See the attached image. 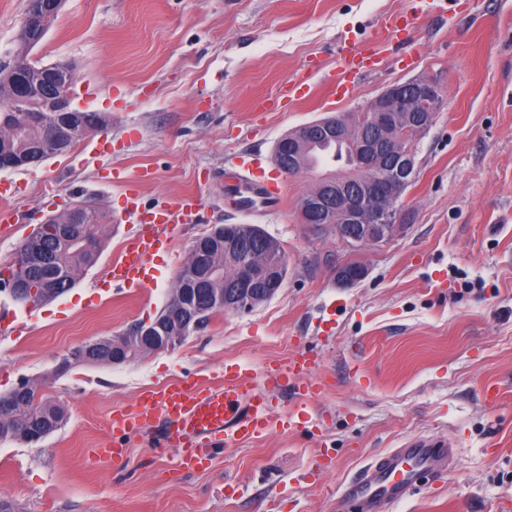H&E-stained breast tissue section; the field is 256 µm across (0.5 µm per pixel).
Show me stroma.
Returning a JSON list of instances; mask_svg holds the SVG:
<instances>
[{"instance_id": "stroma-1", "label": "stroma", "mask_w": 512, "mask_h": 512, "mask_svg": "<svg viewBox=\"0 0 512 512\" xmlns=\"http://www.w3.org/2000/svg\"><path fill=\"white\" fill-rule=\"evenodd\" d=\"M25 9L0 0V64L19 47ZM400 15L415 21L403 40L353 76L348 99L326 101L318 73L339 66L340 45ZM30 57L69 67L74 104L112 121L69 154L0 170L15 214L0 268L45 216L77 201L111 217L132 191L144 209L191 197L199 221L178 225L163 276L141 294L107 276L133 231L111 221L96 264L63 296L30 310L0 291V393L38 380L67 413L38 444L0 443L1 496L20 512H351L343 487L369 459L432 438L451 448L447 466L388 512H498L512 500V0H63ZM416 78L444 99L415 145L392 239L353 248L332 227L301 223L307 175L283 176L284 210L246 216L226 204L224 165L245 149L273 153L295 127ZM287 82L304 98L251 111ZM244 223L286 251V282L270 300L216 315L172 349L59 371L87 341L155 320L195 241ZM351 260L365 277L338 282ZM15 315L27 332L14 331ZM301 350L319 357L328 387L305 405L279 395L273 416H316L319 427L272 428L193 473L155 456L159 427L128 439L120 464L99 456L113 410L142 391L219 383L235 365L259 382Z\"/></svg>"}]
</instances>
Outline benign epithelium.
I'll use <instances>...</instances> for the list:
<instances>
[{
    "label": "benign epithelium",
    "mask_w": 512,
    "mask_h": 512,
    "mask_svg": "<svg viewBox=\"0 0 512 512\" xmlns=\"http://www.w3.org/2000/svg\"><path fill=\"white\" fill-rule=\"evenodd\" d=\"M62 0H27V7L20 38L32 47L42 40L51 20L57 15ZM30 68L25 54L15 57L8 69L6 81L10 94L3 98L5 105L0 112H12L19 122L27 127L43 128L53 138L68 143L86 139L104 132L98 124L85 119H76L74 114L82 108L72 105V75L68 68L59 65L41 68L35 82L26 84L25 76ZM442 100L438 88L430 81L409 80L396 84L364 109L363 125L372 131L361 135L353 144L355 159L359 169L377 171L382 168L378 157L385 153L387 142L379 134H392L399 128L402 116L410 115L417 121V127L425 129L433 124L437 106ZM326 133L338 139L347 137L343 127L333 117L323 118L297 131L285 134L283 143L298 140L314 143L319 135ZM415 174L411 151L400 156L398 167L392 175L410 181ZM383 178L373 179H323L317 183L311 196L299 207L301 222L312 223L318 218L321 224H338L336 233L346 241L378 243L395 235L400 225L395 223L394 211L380 191ZM288 269L277 260L253 263L246 259L237 267L235 282L224 290V311L236 312L248 309L257 299L272 298L282 288ZM0 290H7L14 297H21L30 308L41 302V297L27 293L18 282L5 278L0 282ZM180 337L167 336L158 323L141 330V342L149 352L166 350L178 343ZM131 339L126 336L112 337V363L129 361L133 355ZM40 395V386L23 380L14 389L0 395V416L9 415L13 406L30 393Z\"/></svg>",
    "instance_id": "benign-epithelium-1"
}]
</instances>
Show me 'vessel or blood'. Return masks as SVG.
<instances>
[{
    "label": "vessel or blood",
    "mask_w": 512,
    "mask_h": 512,
    "mask_svg": "<svg viewBox=\"0 0 512 512\" xmlns=\"http://www.w3.org/2000/svg\"><path fill=\"white\" fill-rule=\"evenodd\" d=\"M410 25L407 18L389 19L377 26L371 44L359 48L342 45L341 69L327 72L320 79L328 99L338 101L350 96L349 74L379 63L383 44ZM261 156V150L250 149L248 160L242 161L239 170L224 181V196L234 202L239 212H250L256 201L269 210L286 204L284 185L266 173ZM192 208L190 201L182 199L145 214L139 211L135 199H128L120 219L134 224L135 229L109 269L113 284L133 292L157 284L162 272L155 260L169 251L177 225L187 223ZM319 366L318 357L300 351L265 371L266 388L262 391L240 369L225 370L220 385L206 386L192 380L145 390L132 404L112 413V458L123 459L126 451L122 442L150 430L156 420L163 418L168 430L159 447L160 454L169 455L171 464L180 472L204 468L212 460V449L236 446L273 427L269 391L288 385L299 399L317 398L324 388V380L317 374ZM447 462L448 453L439 442L415 440L370 460L346 484L342 495L355 503L359 512H384L386 505L401 500Z\"/></svg>",
    "instance_id": "obj_1"
}]
</instances>
